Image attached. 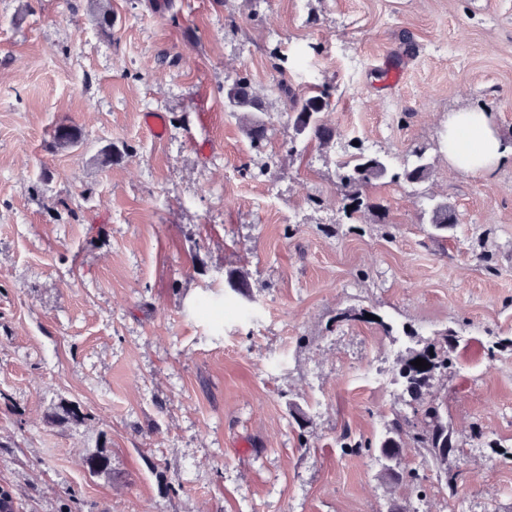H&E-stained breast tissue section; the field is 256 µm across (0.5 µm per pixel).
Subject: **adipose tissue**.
<instances>
[{
    "instance_id": "ef3b65f1",
    "label": "adipose tissue",
    "mask_w": 512,
    "mask_h": 512,
    "mask_svg": "<svg viewBox=\"0 0 512 512\" xmlns=\"http://www.w3.org/2000/svg\"><path fill=\"white\" fill-rule=\"evenodd\" d=\"M443 145L449 163L469 176H488L512 155L488 113L461 109L448 115Z\"/></svg>"
}]
</instances>
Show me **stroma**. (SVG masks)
<instances>
[{
	"label": "stroma",
	"mask_w": 512,
	"mask_h": 512,
	"mask_svg": "<svg viewBox=\"0 0 512 512\" xmlns=\"http://www.w3.org/2000/svg\"><path fill=\"white\" fill-rule=\"evenodd\" d=\"M168 2L0 0V487L18 512H512V158L477 179L441 145L463 107L512 139V0ZM298 47L308 71L273 70ZM241 78L258 149L224 110ZM282 81L329 88L334 144L296 137ZM354 141L426 146L428 180L347 216ZM440 334L453 496L417 449V486L378 451L398 362ZM227 90L224 106L227 112L242 113L244 128L254 148H259L265 140L266 128L259 114L264 112L260 97L252 90L247 80L239 79ZM426 205L427 210L425 212L428 213L429 224H433L434 228L443 235L442 237H447L448 228H451L454 224H456V219L454 217L453 211L448 207L447 203L435 201L431 197L428 199ZM446 233V235H444Z\"/></svg>",
	"instance_id": "1"
}]
</instances>
